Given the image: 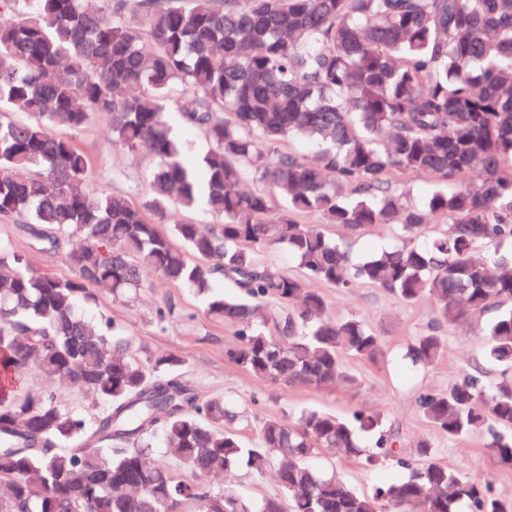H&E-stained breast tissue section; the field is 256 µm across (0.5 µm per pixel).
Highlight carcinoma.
Segmentation results:
<instances>
[{
	"label": "carcinoma",
	"mask_w": 512,
	"mask_h": 512,
	"mask_svg": "<svg viewBox=\"0 0 512 512\" xmlns=\"http://www.w3.org/2000/svg\"><path fill=\"white\" fill-rule=\"evenodd\" d=\"M2 15L0 219L76 276L41 273L0 239V512H512L489 483L432 462L431 437L412 468L368 409L272 416L247 446L239 412L200 397L179 355L144 362L110 320L78 310L94 291L138 290L152 269L236 327L227 356L254 377L356 388L342 355L378 363L385 342L326 315L309 282L429 299L432 327L406 354L414 366L442 355L441 327L493 308L484 336L498 380L467 373L417 403L438 435L481 433L512 464V0H0ZM171 112L210 144L197 168ZM95 118L113 144L155 157L142 203L95 184L87 155L55 133ZM289 140L316 157L284 151ZM413 173L437 178L421 202L392 186ZM248 182L261 187L242 191ZM201 203L217 223L161 230L168 210ZM308 212L322 223H300ZM434 223L446 229L417 243ZM377 224L400 244L358 260L328 233ZM277 246L300 276L268 259ZM219 277L234 291L216 290ZM32 364L94 396L95 411L29 389ZM320 448L370 468L393 458L410 474L360 493L313 463ZM162 451L194 476L274 466L285 497L182 478Z\"/></svg>",
	"instance_id": "obj_1"
}]
</instances>
